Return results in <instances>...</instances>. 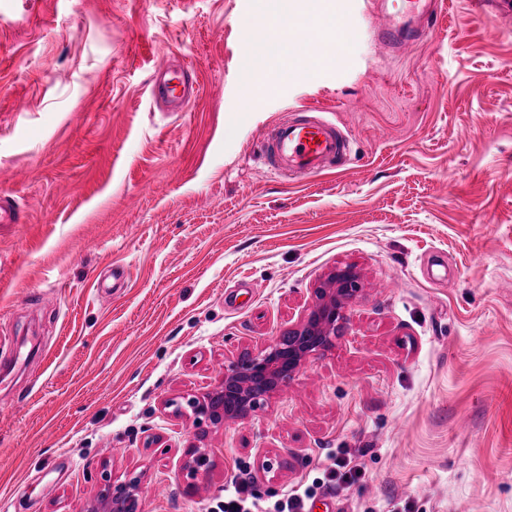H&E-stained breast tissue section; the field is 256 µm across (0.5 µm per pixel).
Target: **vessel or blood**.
Listing matches in <instances>:
<instances>
[{"mask_svg":"<svg viewBox=\"0 0 512 512\" xmlns=\"http://www.w3.org/2000/svg\"><path fill=\"white\" fill-rule=\"evenodd\" d=\"M443 0H405L402 11H380L373 35L379 43L399 49L432 35ZM155 104L172 112H182L195 100L200 86L190 66L163 69L147 83ZM274 159L273 171L287 170L303 177H314L346 161L349 140L333 122L317 117L281 120L263 141ZM26 211L14 197L0 195V224H21Z\"/></svg>","mask_w":512,"mask_h":512,"instance_id":"vessel-or-blood-1","label":"vessel or blood"}]
</instances>
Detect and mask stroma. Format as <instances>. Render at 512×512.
I'll use <instances>...</instances> for the list:
<instances>
[{"instance_id":"1","label":"stroma","mask_w":512,"mask_h":512,"mask_svg":"<svg viewBox=\"0 0 512 512\" xmlns=\"http://www.w3.org/2000/svg\"><path fill=\"white\" fill-rule=\"evenodd\" d=\"M342 8L343 65L273 84L244 64L254 0H0V192L27 211L0 225V512H88L105 470L143 472V512H209L242 472L271 504L331 451L362 475L313 512H512V27L446 0L393 55L369 0ZM176 60L200 94L161 112ZM304 110L346 165L271 174L264 136ZM346 264L347 333L187 481L196 429L165 400ZM147 87L154 103L165 105L168 112H184L200 90L195 69L187 65L179 70L166 68L154 73Z\"/></svg>"}]
</instances>
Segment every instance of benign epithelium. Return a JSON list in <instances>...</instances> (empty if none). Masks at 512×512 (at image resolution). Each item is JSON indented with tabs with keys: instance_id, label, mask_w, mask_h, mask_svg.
Segmentation results:
<instances>
[{
	"instance_id": "obj_1",
	"label": "benign epithelium",
	"mask_w": 512,
	"mask_h": 512,
	"mask_svg": "<svg viewBox=\"0 0 512 512\" xmlns=\"http://www.w3.org/2000/svg\"><path fill=\"white\" fill-rule=\"evenodd\" d=\"M361 290V274L354 265L337 267L314 288V298L301 317L264 349L244 351L224 367L212 390L181 403L169 400L177 416L193 418L196 440L183 451L182 472L195 477L211 464L209 429L242 421L265 406L273 395L298 376L308 359L333 347L347 331L346 308ZM142 474L115 479L102 469L92 512H141Z\"/></svg>"
}]
</instances>
